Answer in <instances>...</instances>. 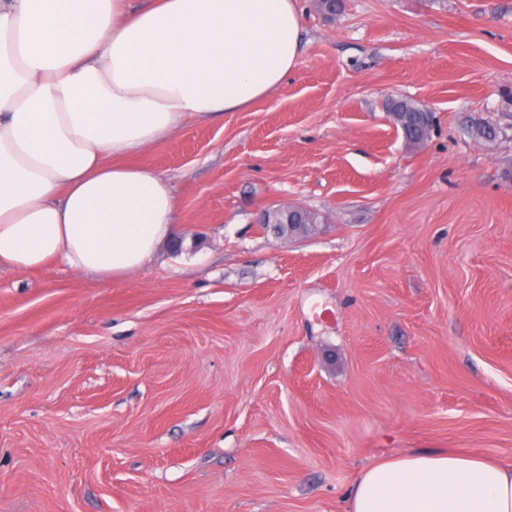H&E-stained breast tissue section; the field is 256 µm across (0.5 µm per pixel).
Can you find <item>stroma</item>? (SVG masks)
<instances>
[{
  "instance_id": "stroma-1",
  "label": "stroma",
  "mask_w": 512,
  "mask_h": 512,
  "mask_svg": "<svg viewBox=\"0 0 512 512\" xmlns=\"http://www.w3.org/2000/svg\"><path fill=\"white\" fill-rule=\"evenodd\" d=\"M299 3L281 86L127 159L181 248L0 270V512H346L384 459L512 462V0ZM287 206L308 237L261 228ZM401 106L402 108L398 112H404V115L400 122H398L399 127H401V125L410 126L413 124V126H417L426 123L428 125V132L430 133L432 114H428L429 112L411 99L404 98Z\"/></svg>"
}]
</instances>
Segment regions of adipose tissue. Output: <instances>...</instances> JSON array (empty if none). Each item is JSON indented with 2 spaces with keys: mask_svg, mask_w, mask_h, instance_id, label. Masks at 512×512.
I'll return each mask as SVG.
<instances>
[{
  "mask_svg": "<svg viewBox=\"0 0 512 512\" xmlns=\"http://www.w3.org/2000/svg\"><path fill=\"white\" fill-rule=\"evenodd\" d=\"M299 0H0V269L101 284L175 233L126 157L248 107L300 61ZM347 512H512V465L438 450L365 467Z\"/></svg>",
  "mask_w": 512,
  "mask_h": 512,
  "instance_id": "adipose-tissue-1",
  "label": "adipose tissue"
}]
</instances>
